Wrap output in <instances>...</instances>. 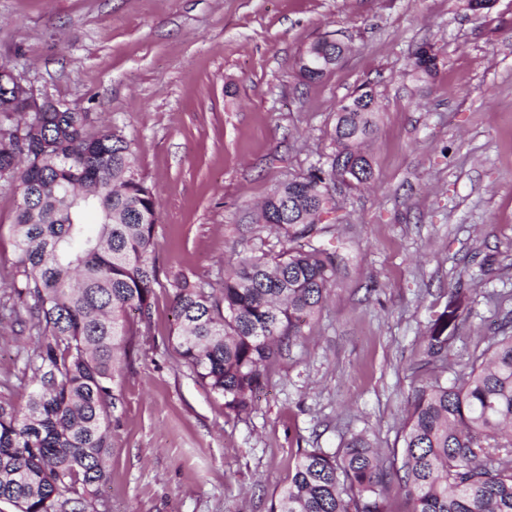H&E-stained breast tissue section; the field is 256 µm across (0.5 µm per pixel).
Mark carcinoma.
Wrapping results in <instances>:
<instances>
[{
	"instance_id": "carcinoma-1",
	"label": "carcinoma",
	"mask_w": 512,
	"mask_h": 512,
	"mask_svg": "<svg viewBox=\"0 0 512 512\" xmlns=\"http://www.w3.org/2000/svg\"><path fill=\"white\" fill-rule=\"evenodd\" d=\"M343 52L318 39L295 61L297 75L316 81ZM413 66L432 74L431 47L416 48ZM374 99L365 84L341 100L332 154L262 202L256 223L292 246L242 261L218 288L184 274L170 281L174 350L229 413L251 407L282 347L303 338L336 281L343 258L314 237L336 186L372 178L362 146L375 133ZM0 180L21 190L11 225L20 262L0 307L24 305L35 329L24 373L36 384L23 406L0 398V502L15 512H97L114 386L135 349L132 314L143 323L152 315L157 199L133 143L91 112H22L1 124ZM462 306L461 294L451 296L427 336L401 454L387 464L362 435L334 453L305 449L270 512H387L393 483L411 512H512V318L469 372L450 379Z\"/></svg>"
}]
</instances>
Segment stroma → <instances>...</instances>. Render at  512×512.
<instances>
[{
    "mask_svg": "<svg viewBox=\"0 0 512 512\" xmlns=\"http://www.w3.org/2000/svg\"><path fill=\"white\" fill-rule=\"evenodd\" d=\"M347 51L322 80L295 60L320 38ZM430 44L432 75L412 53ZM38 97L92 112L132 140L159 220L149 324L115 390L99 512H269L299 451L365 435L384 458L451 295L465 298L449 373L512 314V0H0V66ZM364 83L380 111L369 187H338L328 248L345 255L299 343L247 413L177 359L181 272L219 284L287 240L256 226L279 184L332 150L336 106ZM18 184L0 181V289L19 253ZM30 326L0 315V394L25 403Z\"/></svg>",
    "mask_w": 512,
    "mask_h": 512,
    "instance_id": "35a3bbf8",
    "label": "stroma"
}]
</instances>
